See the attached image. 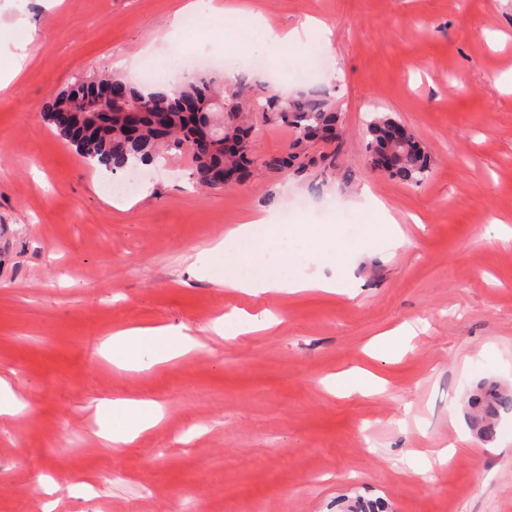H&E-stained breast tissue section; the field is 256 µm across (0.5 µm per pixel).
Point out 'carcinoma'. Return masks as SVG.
Returning <instances> with one entry per match:
<instances>
[{"mask_svg": "<svg viewBox=\"0 0 512 512\" xmlns=\"http://www.w3.org/2000/svg\"><path fill=\"white\" fill-rule=\"evenodd\" d=\"M120 80L118 76H100L93 80H76L70 89L57 94L44 112L63 141L92 166H100L116 174L139 163L167 159L171 152L183 153L182 144L188 135L187 114L205 112L213 120L224 119L217 125L214 140L199 139L189 154L191 178L205 189H229L226 178L235 176V184H243L257 165L277 172L290 170L301 173L310 168L336 167L338 152L309 154V147L320 142H333L339 137L341 122L335 101L328 97L302 94L293 99L273 95L255 96L253 86L239 81L217 92L224 75L200 74L188 77L171 89L139 88L126 84L129 107L141 112L138 123L127 126L116 115L112 128L95 126L84 111L97 101L105 87ZM75 111L74 124L62 126L56 122L57 110ZM285 126L296 133V139L276 156L257 161L252 149L255 131L254 116ZM396 120L387 115H375L367 123L369 158L392 150L395 160L381 172L406 184H418L428 175L430 158L409 130H404L400 145L388 141L387 129ZM469 422L480 436L491 440L502 415L512 413V391L494 385L471 395L467 401Z\"/></svg>", "mask_w": 512, "mask_h": 512, "instance_id": "carcinoma-1", "label": "carcinoma"}]
</instances>
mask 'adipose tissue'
<instances>
[{
	"instance_id": "obj_1",
	"label": "adipose tissue",
	"mask_w": 512,
	"mask_h": 512,
	"mask_svg": "<svg viewBox=\"0 0 512 512\" xmlns=\"http://www.w3.org/2000/svg\"><path fill=\"white\" fill-rule=\"evenodd\" d=\"M366 208L363 224L349 237L344 236L338 224H310L303 220L277 224L267 214L255 213L207 249L214 268L212 278L218 284L255 296L282 291H336L335 279L297 278L291 270L305 258L315 259L323 267L340 266L350 249L364 243L384 242L395 249L401 247L406 238L388 206L372 196ZM197 346L195 336L169 326L132 327L114 333L104 344L103 353L121 369L142 371ZM324 386L337 396L375 394L384 391L385 382L354 367L327 377ZM96 417L101 437L114 445H127L158 423L162 409L153 401L125 397L100 402Z\"/></svg>"
}]
</instances>
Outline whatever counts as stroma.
Here are the masks:
<instances>
[{"label":"stroma","mask_w":512,"mask_h":512,"mask_svg":"<svg viewBox=\"0 0 512 512\" xmlns=\"http://www.w3.org/2000/svg\"><path fill=\"white\" fill-rule=\"evenodd\" d=\"M186 2L0 0V42L34 51L0 89V375L29 404L0 424V512H169L173 493L204 498L209 512H512V414L489 441L466 415L476 387L512 388V237L486 236L512 226V85L496 83L512 76V0H236L276 28L328 23L302 49L260 55L249 78L335 100V170H256L243 185L202 190L181 155L140 169L135 196L111 198L109 172L66 146L42 111L79 77L119 70L138 84L148 67H177L162 38ZM20 18L30 28H15ZM319 55L329 62L320 72ZM376 109L430 155L421 184L372 168L365 123ZM366 189L407 242L338 269L296 267L336 278L338 293L253 297L193 268L258 211L361 223ZM296 198L308 207H292ZM236 308L280 323L216 335L213 321ZM406 323L417 327L411 350L365 354ZM157 325L189 328L200 349L139 372L101 355L113 332ZM353 365L386 393L322 390ZM121 397L154 400L164 418L109 447L91 406ZM451 443L447 466L413 472V453Z\"/></svg>","instance_id":"stroma-1"}]
</instances>
